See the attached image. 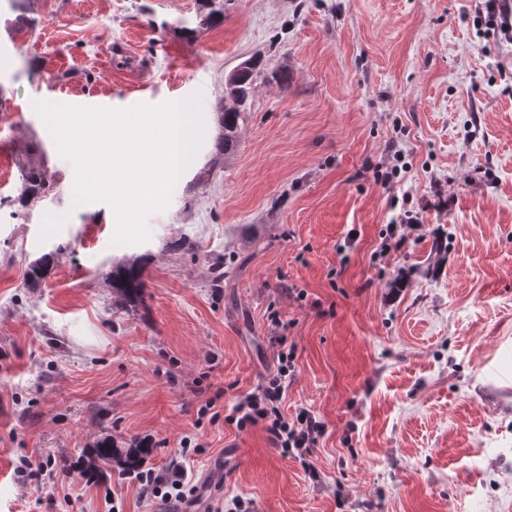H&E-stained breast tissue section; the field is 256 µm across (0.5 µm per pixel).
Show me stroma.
<instances>
[{
	"label": "stroma",
	"mask_w": 512,
	"mask_h": 512,
	"mask_svg": "<svg viewBox=\"0 0 512 512\" xmlns=\"http://www.w3.org/2000/svg\"><path fill=\"white\" fill-rule=\"evenodd\" d=\"M482 7L224 0L208 27L203 0H0V512H157L120 468L76 472L106 437L182 462L223 512H512V40ZM255 56L284 79L196 183L224 78ZM195 95L193 165L148 241L112 245L35 103ZM23 164L54 188L21 210ZM407 212L418 229L387 248ZM131 261L144 296L121 306L108 275ZM274 311L296 363L282 410L325 426L309 472L227 419L277 367ZM47 458L53 477L20 473Z\"/></svg>",
	"instance_id": "obj_1"
}]
</instances>
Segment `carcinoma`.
I'll return each mask as SVG.
<instances>
[{
	"label": "carcinoma",
	"mask_w": 512,
	"mask_h": 512,
	"mask_svg": "<svg viewBox=\"0 0 512 512\" xmlns=\"http://www.w3.org/2000/svg\"><path fill=\"white\" fill-rule=\"evenodd\" d=\"M279 80L281 76L276 73L266 76L260 59H254L253 65L239 77L238 92L243 102L235 108H225L219 112L217 123L219 134L215 143V150L209 162L201 169L196 176V182L203 183L205 178L210 176L217 168L224 164V155L231 153L236 148L237 134L240 121L247 110V105L260 79ZM46 172L40 168H20L19 194L15 202L22 207L30 206L34 201L40 199L47 188ZM52 258L46 256L30 266L26 275L28 287H39L50 271ZM112 288L115 291L117 301L125 305L133 303L140 296L143 283L140 280V270L136 263L119 266L110 274ZM151 453V449L140 445L130 447L126 450L118 448L109 439L102 440L94 450L93 456L88 461V468L95 472H103L112 466L123 470H134L138 468L144 457Z\"/></svg>",
	"instance_id": "obj_1"
}]
</instances>
